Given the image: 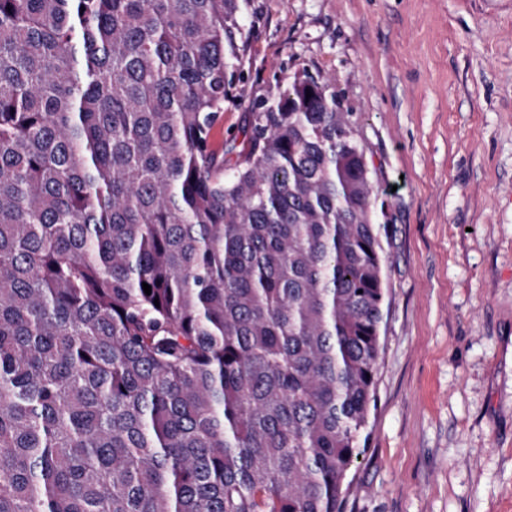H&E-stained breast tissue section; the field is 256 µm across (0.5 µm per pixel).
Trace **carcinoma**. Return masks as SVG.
<instances>
[{"instance_id":"carcinoma-1","label":"carcinoma","mask_w":512,"mask_h":512,"mask_svg":"<svg viewBox=\"0 0 512 512\" xmlns=\"http://www.w3.org/2000/svg\"><path fill=\"white\" fill-rule=\"evenodd\" d=\"M247 4L0 0V512H344L388 225L318 76L208 148Z\"/></svg>"}]
</instances>
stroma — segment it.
Wrapping results in <instances>:
<instances>
[{"instance_id":"stroma-1","label":"stroma","mask_w":512,"mask_h":512,"mask_svg":"<svg viewBox=\"0 0 512 512\" xmlns=\"http://www.w3.org/2000/svg\"><path fill=\"white\" fill-rule=\"evenodd\" d=\"M213 144L331 79L389 226L390 307L344 512H512V0H249Z\"/></svg>"}]
</instances>
